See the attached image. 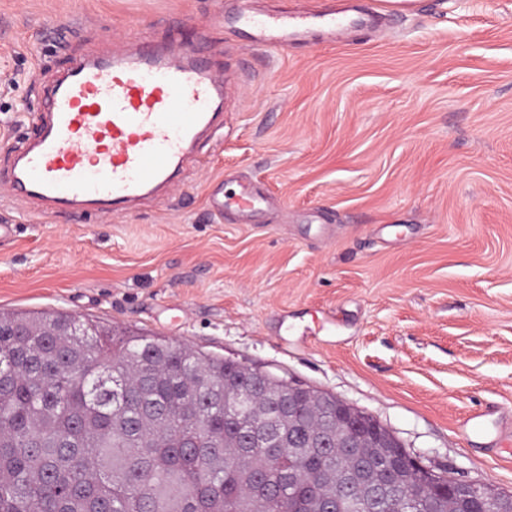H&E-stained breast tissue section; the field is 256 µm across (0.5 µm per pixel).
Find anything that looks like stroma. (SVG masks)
I'll return each mask as SVG.
<instances>
[{"mask_svg": "<svg viewBox=\"0 0 512 512\" xmlns=\"http://www.w3.org/2000/svg\"><path fill=\"white\" fill-rule=\"evenodd\" d=\"M230 0H0V140L71 62L204 46L224 127L161 203L42 217L0 197V312L68 313L331 392L425 463L512 493V0H414L256 46ZM258 187L254 217L210 209Z\"/></svg>", "mask_w": 512, "mask_h": 512, "instance_id": "obj_1", "label": "stroma"}]
</instances>
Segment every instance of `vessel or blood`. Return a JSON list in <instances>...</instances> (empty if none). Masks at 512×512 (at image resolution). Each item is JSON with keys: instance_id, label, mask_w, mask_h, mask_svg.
Returning a JSON list of instances; mask_svg holds the SVG:
<instances>
[{"instance_id": "obj_1", "label": "vessel or blood", "mask_w": 512, "mask_h": 512, "mask_svg": "<svg viewBox=\"0 0 512 512\" xmlns=\"http://www.w3.org/2000/svg\"><path fill=\"white\" fill-rule=\"evenodd\" d=\"M235 22L252 43L287 48L312 28H344L332 13L305 8ZM224 80L196 50L170 57L138 45L75 60L45 100L46 114L9 179L11 191L62 211L124 210L161 198L221 117Z\"/></svg>"}]
</instances>
